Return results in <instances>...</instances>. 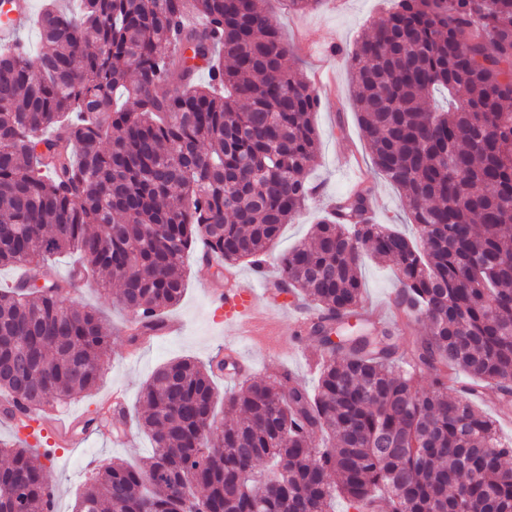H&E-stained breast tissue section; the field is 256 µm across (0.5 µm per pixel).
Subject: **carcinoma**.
Wrapping results in <instances>:
<instances>
[{"instance_id": "obj_1", "label": "carcinoma", "mask_w": 512, "mask_h": 512, "mask_svg": "<svg viewBox=\"0 0 512 512\" xmlns=\"http://www.w3.org/2000/svg\"><path fill=\"white\" fill-rule=\"evenodd\" d=\"M34 25L36 50L0 52V266L26 269L0 292V402L38 416L91 391L110 349L64 297L84 279L119 281L134 343L180 301L197 244L261 268L315 194L320 98L264 0H72ZM347 62L417 237L373 220L368 185L336 198L279 263L281 291L318 309L316 388L245 379L219 423L213 368L165 363L139 397L152 455L101 466L76 512H329L338 495L356 512H512V441L474 404L486 386L512 402V0H396ZM437 90L448 109L426 104ZM64 253L78 269L61 285ZM366 257L428 323L407 355L390 324L350 325ZM459 371L472 385L450 398ZM52 453L0 440V512H54Z\"/></svg>"}]
</instances>
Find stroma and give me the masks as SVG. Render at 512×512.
<instances>
[{"label":"stroma","instance_id":"35a3bbf8","mask_svg":"<svg viewBox=\"0 0 512 512\" xmlns=\"http://www.w3.org/2000/svg\"><path fill=\"white\" fill-rule=\"evenodd\" d=\"M266 7L277 19L306 76H313L321 68L332 75L330 82L316 87L320 106L313 121L319 137V152L308 177L317 185L318 194L302 213L284 226L269 253L267 276H277L280 257L307 240L312 225L324 215L326 207L360 180L373 187L375 221L413 234L401 193L374 169L369 146L357 124L345 66L349 51L372 23L391 9V0H318L312 9L302 14L288 13L281 0H266ZM185 279L181 301L164 313L167 320L178 322V330L135 347L130 345L126 333L131 316L118 305L116 288H102L92 279L70 292L71 301L97 312L111 347L97 387L58 405L59 413L75 424H82L98 408L101 399L115 388L124 390L127 410L136 411L145 381L160 364L179 358L201 362L214 357L221 359L232 350L238 352L248 376L271 378L284 387L294 379L315 384L321 352L316 342L299 335L292 312L296 298L285 294L277 299L259 300L258 310L265 315L273 334L272 339L266 341L249 336L239 326L225 321L223 308L209 295L210 289L219 287L220 282L214 268L205 265L199 253L188 256ZM362 283V308L393 316L394 268L366 261L362 267ZM42 426L47 433L38 437L34 446L53 451L44 465L56 491V512H73L79 490L99 465L117 460L134 463L151 451L143 433L130 429L125 434L115 435L114 423L110 420L105 423L106 433L91 434L88 441L80 445L50 435V421H43Z\"/></svg>","mask_w":512,"mask_h":512}]
</instances>
